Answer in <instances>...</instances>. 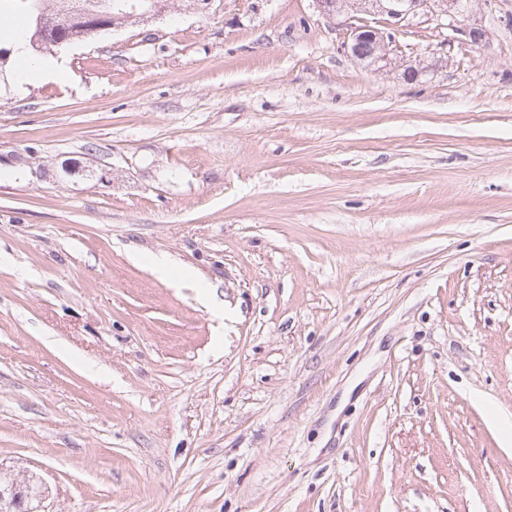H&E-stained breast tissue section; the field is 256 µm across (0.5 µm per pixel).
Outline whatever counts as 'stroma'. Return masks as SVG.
Returning a JSON list of instances; mask_svg holds the SVG:
<instances>
[{"instance_id": "obj_1", "label": "stroma", "mask_w": 512, "mask_h": 512, "mask_svg": "<svg viewBox=\"0 0 512 512\" xmlns=\"http://www.w3.org/2000/svg\"><path fill=\"white\" fill-rule=\"evenodd\" d=\"M470 2L382 72L312 0L0 66V467L45 512H512V0ZM2 29L12 31L16 36L17 56L23 58L18 69L19 82L25 83L38 78H55L63 72L64 66L61 60L57 58L37 57L31 54L18 38L17 30L10 21H2L1 19V32Z\"/></svg>"}]
</instances>
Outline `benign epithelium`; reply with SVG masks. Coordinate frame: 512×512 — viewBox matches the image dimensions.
<instances>
[{"instance_id": "1", "label": "benign epithelium", "mask_w": 512, "mask_h": 512, "mask_svg": "<svg viewBox=\"0 0 512 512\" xmlns=\"http://www.w3.org/2000/svg\"><path fill=\"white\" fill-rule=\"evenodd\" d=\"M318 13L327 21L345 27L347 39L344 46L348 55L356 62L374 70H385L396 64L393 58L395 43L393 32L403 23L418 15L446 17L452 20L465 17L461 0H359L362 12L367 16H380L385 27L377 28L360 18L352 20V0H313ZM105 0H89L77 6L85 21V35L90 36L111 28L126 18H140L147 15L144 0H125L119 5L120 13L111 15L104 10ZM34 478L20 481L3 471L0 466V505L5 503L14 512H41L45 494L26 495L25 487Z\"/></svg>"}]
</instances>
